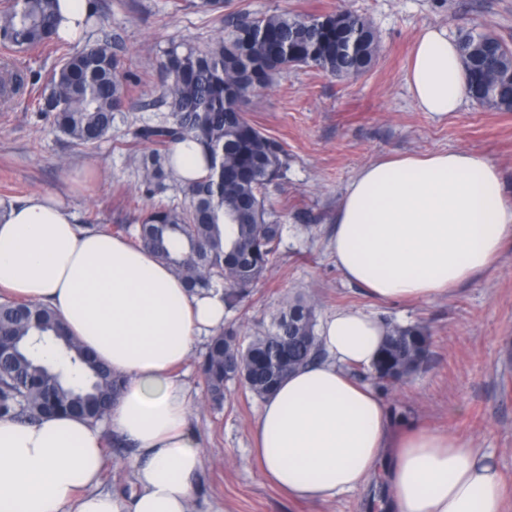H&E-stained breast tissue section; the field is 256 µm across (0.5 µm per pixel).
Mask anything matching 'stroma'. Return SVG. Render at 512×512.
<instances>
[{
  "instance_id": "1",
  "label": "stroma",
  "mask_w": 512,
  "mask_h": 512,
  "mask_svg": "<svg viewBox=\"0 0 512 512\" xmlns=\"http://www.w3.org/2000/svg\"><path fill=\"white\" fill-rule=\"evenodd\" d=\"M96 3L83 39L121 36L120 55L134 76L130 104L116 113L111 133L95 148L75 147L36 107L35 80L47 75L58 53L0 48V59L9 58L26 77L11 102H0V205L47 193L65 201L76 224L94 218L111 226L133 223L156 199L185 202L177 186L155 198L143 193L142 159L154 146L136 133L167 116L159 102L163 49L181 39L206 42L219 20L186 8L185 0ZM338 7L372 23L376 61L362 75L345 79L293 67L250 99L246 117L288 153L280 179L269 189L283 233L275 267L244 304L225 310L224 322L250 335L300 293L318 301L322 320L338 309L358 308L392 325L424 324L433 337L428 361L383 397L395 417L448 431L490 456L502 478L506 512H512V246L493 271L430 302L374 300L343 276L329 249L347 187L365 165L386 154L470 150L500 167L512 198V112L469 101L438 116L418 107L405 81L415 39L425 27L446 29L453 37L477 28L512 45V0H226L224 9L259 15ZM197 361L190 356L181 369L193 398L190 425L203 455L192 512H382L377 482L323 503L288 501L263 479L250 454L260 400L232 382L222 409L205 406ZM106 452L102 490L130 489L135 448L110 438Z\"/></svg>"
}]
</instances>
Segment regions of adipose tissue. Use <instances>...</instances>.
<instances>
[{"label":"adipose tissue","mask_w":512,"mask_h":512,"mask_svg":"<svg viewBox=\"0 0 512 512\" xmlns=\"http://www.w3.org/2000/svg\"><path fill=\"white\" fill-rule=\"evenodd\" d=\"M426 112L468 96L458 43L419 34L406 73ZM512 245V200L489 158L465 150L377 159L360 170L336 215L337 268L379 301L452 293ZM0 292L57 310L93 357L125 381L106 425L70 416L0 419V512H189L200 443L175 370L224 325L222 293H189L148 250L83 230L40 194L0 219ZM372 314L339 309L322 324L323 359L284 379L259 410L253 452L264 479L293 501L320 502L384 483L386 512H505L499 473L482 449L394 418L350 369L384 342ZM137 450L131 494L101 491L105 434Z\"/></svg>","instance_id":"1"}]
</instances>
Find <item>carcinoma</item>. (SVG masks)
I'll list each match as a JSON object with an SVG mask.
<instances>
[{
  "mask_svg": "<svg viewBox=\"0 0 512 512\" xmlns=\"http://www.w3.org/2000/svg\"><path fill=\"white\" fill-rule=\"evenodd\" d=\"M59 0H0V45L23 50L57 47ZM273 11L260 16L229 14L224 26L202 45L182 43L163 51L160 103L169 117L145 127L138 138L157 145L143 161L146 193L182 186L189 205H152L137 224H118L115 234L133 239L168 264L191 293L222 290L234 308L276 262L283 225L267 207L268 189L287 165L276 138L249 121L243 107L256 90L288 70L280 47L297 46L300 65L338 78L370 69L378 42L370 22L347 14ZM355 34L358 51L336 54V42ZM469 94L481 106L512 112V47L498 36L472 30L459 40ZM116 37L107 36L63 54L46 79L39 109L78 147L91 149L112 131L113 114L128 98ZM190 137L200 148L206 173L186 181L170 157V146ZM317 304L300 296L283 303L270 326L251 336L220 329L206 345L200 365L204 400L224 404L235 382L265 399L289 374L322 359ZM53 345L67 359L58 371L38 348ZM432 336L414 324L388 326L372 382L387 390L415 375L426 362ZM124 380L91 359L55 313L38 303L0 302V418L32 423L43 416L70 414L100 423L123 390Z\"/></svg>",
  "mask_w": 512,
  "mask_h": 512,
  "instance_id": "obj_1",
  "label": "carcinoma"
}]
</instances>
